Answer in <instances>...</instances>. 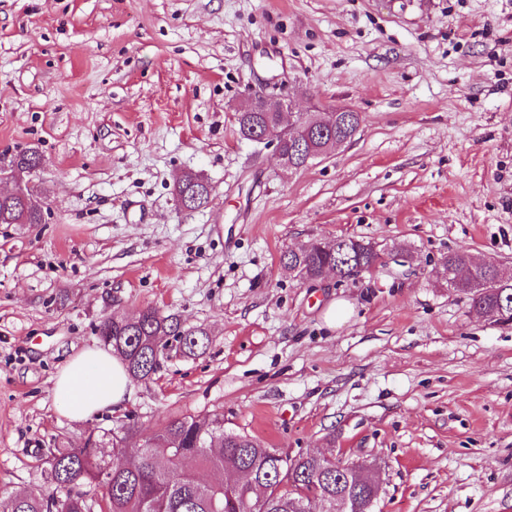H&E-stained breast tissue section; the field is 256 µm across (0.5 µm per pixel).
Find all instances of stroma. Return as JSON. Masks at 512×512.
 <instances>
[{
  "label": "stroma",
  "mask_w": 512,
  "mask_h": 512,
  "mask_svg": "<svg viewBox=\"0 0 512 512\" xmlns=\"http://www.w3.org/2000/svg\"><path fill=\"white\" fill-rule=\"evenodd\" d=\"M259 91L361 124L290 170L237 132ZM28 147L45 220L0 224V496L90 432L217 411L291 457L376 462L382 512H512V326L438 276L465 251L512 278V0H0V153ZM185 171L207 208H178ZM344 236L384 263H281ZM148 305L207 349L60 414L69 357ZM295 250L285 252L281 263L306 281L321 278L330 269L338 280L369 271L373 260V245L353 237H339L332 242L309 240Z\"/></svg>",
  "instance_id": "1"
}]
</instances>
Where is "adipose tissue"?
<instances>
[{"label":"adipose tissue","mask_w":512,"mask_h":512,"mask_svg":"<svg viewBox=\"0 0 512 512\" xmlns=\"http://www.w3.org/2000/svg\"><path fill=\"white\" fill-rule=\"evenodd\" d=\"M131 391V379L123 363L101 349L72 355L53 387L58 411L74 420L123 408Z\"/></svg>","instance_id":"1"}]
</instances>
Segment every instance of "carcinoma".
I'll return each instance as SVG.
<instances>
[{"label":"carcinoma","mask_w":512,"mask_h":512,"mask_svg":"<svg viewBox=\"0 0 512 512\" xmlns=\"http://www.w3.org/2000/svg\"><path fill=\"white\" fill-rule=\"evenodd\" d=\"M275 121L273 112H239V135L248 134ZM361 117L357 112H342L338 124L325 134L299 147L283 139L282 151L288 167L308 165V150L322 152L333 137H353ZM0 163L21 171L38 169L41 155L33 148L15 151ZM198 176L188 173L173 188L179 206L194 208L205 187ZM42 208L35 196L22 201L0 198V224H40ZM373 245L353 237H338L332 242L309 240L285 252L281 263L306 281L321 278L330 269L339 280L369 270ZM448 287L463 294L469 309L486 320L499 324L512 318V282L500 277L492 264H477L464 251L441 260ZM100 340L112 348L133 377L149 380L157 372L156 345L163 336L178 342L184 354L193 355L207 347V332L187 327L173 313L145 307L138 322L124 316L100 320L96 327ZM138 436L133 425L102 435H89L81 446L56 448L48 460L46 481L49 493L28 492L0 498V512H295L293 502L319 490L336 498L347 493L357 499L364 512H375L370 504L371 486L348 482L347 472L364 464L333 462L317 454L282 457L275 448L259 440L224 429V413L183 415L146 436L144 447L134 462L122 461L127 442ZM111 445L112 457L99 454L98 448ZM193 461L225 474V480L206 483L186 466ZM92 484L97 497L90 498L83 487Z\"/></svg>","instance_id":"carcinoma-1"}]
</instances>
